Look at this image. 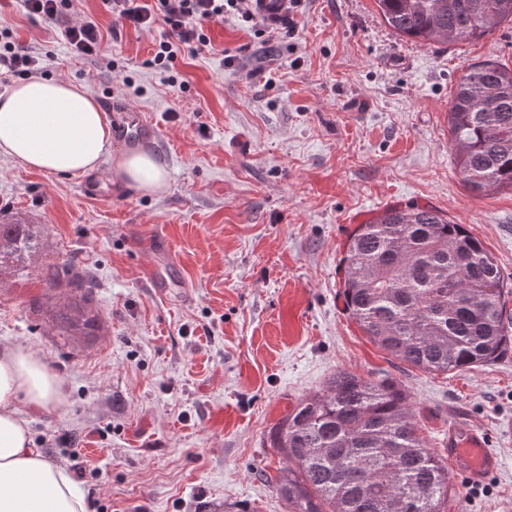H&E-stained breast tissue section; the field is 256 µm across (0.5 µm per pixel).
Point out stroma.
Instances as JSON below:
<instances>
[{"mask_svg": "<svg viewBox=\"0 0 512 512\" xmlns=\"http://www.w3.org/2000/svg\"><path fill=\"white\" fill-rule=\"evenodd\" d=\"M76 8L97 17L119 74L68 54L57 23L20 7L0 23L44 52L48 77L151 119L159 135L143 148L169 175L157 194L116 184L94 198L84 177L0 155V215L39 242L0 271V347L39 349L59 378L63 408L27 419L88 512H217L227 501L287 512L269 433L339 371L405 389L437 453L450 425L483 430L501 468L473 487L450 471L447 512H512V348L487 366L424 371L365 336L341 295L350 235L396 204L466 225L512 284V191L469 193L448 129L465 67L512 65V25L422 46L390 29L375 0H302L287 36L212 24V51L179 55L173 87L147 65L158 32L113 26L100 0ZM159 233L170 257L149 254ZM153 264L168 280L161 296ZM51 265L93 285L82 333L61 319L75 296L47 287Z\"/></svg>", "mask_w": 512, "mask_h": 512, "instance_id": "obj_1", "label": "stroma"}]
</instances>
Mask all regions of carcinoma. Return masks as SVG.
Listing matches in <instances>:
<instances>
[{
    "label": "carcinoma",
    "mask_w": 512,
    "mask_h": 512,
    "mask_svg": "<svg viewBox=\"0 0 512 512\" xmlns=\"http://www.w3.org/2000/svg\"><path fill=\"white\" fill-rule=\"evenodd\" d=\"M383 21L423 44L452 43L512 24V0H376ZM462 182L472 193L512 189V68L468 66L448 109ZM38 248L30 226L0 222V268ZM344 308L393 358L448 372L489 365L512 342V285L463 224L426 206L390 207L351 234ZM50 288L90 303L82 277L47 269ZM285 459L277 491L288 512H445L448 467L427 447L409 395L395 384L338 372L275 427Z\"/></svg>",
    "instance_id": "cac0c4a2"
}]
</instances>
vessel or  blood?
I'll return each instance as SVG.
<instances>
[{
  "instance_id": "obj_1",
  "label": "vessel or blood",
  "mask_w": 512,
  "mask_h": 512,
  "mask_svg": "<svg viewBox=\"0 0 512 512\" xmlns=\"http://www.w3.org/2000/svg\"><path fill=\"white\" fill-rule=\"evenodd\" d=\"M256 17L269 27L278 26L293 9L292 0H252ZM157 130L141 112L123 109L114 123L116 144L130 147L154 138ZM447 452L468 484H482L500 466V460L486 445L480 430L449 428Z\"/></svg>"
}]
</instances>
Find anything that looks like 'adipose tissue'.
I'll return each instance as SVG.
<instances>
[{
	"mask_svg": "<svg viewBox=\"0 0 512 512\" xmlns=\"http://www.w3.org/2000/svg\"><path fill=\"white\" fill-rule=\"evenodd\" d=\"M111 139L97 103L69 79L31 78L0 96V155L25 168L82 175L99 167ZM112 175L148 194L168 185L167 171L143 152L123 155ZM63 400L37 351L0 348V512H87L66 468L33 448L22 415L59 409Z\"/></svg>",
	"mask_w": 512,
	"mask_h": 512,
	"instance_id": "ef3b65f1",
	"label": "adipose tissue"
}]
</instances>
